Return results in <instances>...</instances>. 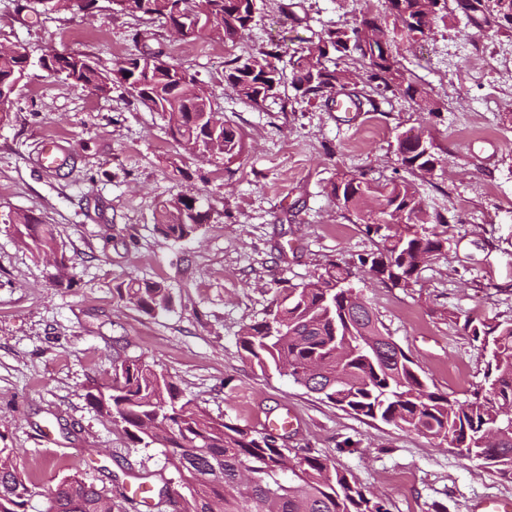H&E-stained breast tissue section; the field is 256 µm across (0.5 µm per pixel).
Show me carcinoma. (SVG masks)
Returning <instances> with one entry per match:
<instances>
[{"mask_svg": "<svg viewBox=\"0 0 512 512\" xmlns=\"http://www.w3.org/2000/svg\"><path fill=\"white\" fill-rule=\"evenodd\" d=\"M469 11L484 23L512 31V0H469ZM113 10L166 26L192 25L191 40L214 24L224 41L235 42L257 17V0H112ZM393 29L376 17L363 16L352 27L325 26L317 40L289 55L288 69L276 64L272 50L224 61V81L241 100L253 104L282 99L285 87L295 95L318 101L330 94L346 97L357 112L378 110L374 95L397 92L420 110L436 112L429 91L404 77L392 51L395 39L416 41L428 36L437 19H445L448 0H386ZM41 68L91 94L120 83L171 131L187 149L227 161L243 150L240 133L215 123L210 95L188 68L166 59L162 49L146 48L136 57L118 61L108 70L85 54L42 56ZM366 67L370 91L351 90L357 66ZM33 66L29 56L0 50V96L12 95ZM397 140V154L407 173L429 172L435 165L433 145L408 147ZM339 207L356 217L382 248L371 257L369 271L394 287L406 288L419 269V253L442 252L448 223L430 215L412 181H373L363 174L332 186ZM405 211V223L391 228L393 211ZM210 207L194 196L177 194L161 202L160 231L182 240L203 228ZM8 223L23 231L26 244L39 255L54 254L58 242L49 224L16 212ZM351 270L328 263L316 281L288 289L266 318L238 337L240 348L263 369L288 376L308 390L356 415L393 424L446 442L467 459L490 463L512 474V319H467L473 340L489 353L485 384L470 397L451 399L438 391L404 351L374 349L369 340L385 336L371 307L350 286ZM128 300L156 315L170 308L168 288L159 281L131 279ZM112 391L90 393V405L122 427L135 445H159L168 453L188 494L174 498V512H388L383 501L367 493L355 478L319 455H306L288 465L281 436L256 431L212 417L185 399L172 378L154 364L126 359L116 366ZM46 500L45 512H114L104 489L72 475L41 491L20 476L8 448H0V512H26L34 495Z\"/></svg>", "mask_w": 512, "mask_h": 512, "instance_id": "carcinoma-1", "label": "carcinoma"}]
</instances>
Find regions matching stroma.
<instances>
[{
  "mask_svg": "<svg viewBox=\"0 0 512 512\" xmlns=\"http://www.w3.org/2000/svg\"><path fill=\"white\" fill-rule=\"evenodd\" d=\"M280 3L259 0L252 28L232 45L209 34L183 41L161 22L113 12L109 0L78 16L20 13L16 0H0V44L34 58L80 52L108 69L139 53L130 33L146 28L150 47L195 72L246 143L229 164L185 149L117 85L93 95L34 67L16 86L0 124V448L37 487L76 474L119 496L121 512H172L157 491L183 487L166 449L132 445L87 400L121 361L140 357L213 417L256 430L265 415L293 410L298 423L283 440L290 460L329 459L388 512H471L480 498L512 497V475L262 372L237 343L286 288L338 261L385 334L441 392L462 399L483 384L488 354L463 324L512 319V31L451 16L428 37L399 43L406 77L439 104L434 117L398 94L374 112L302 100L288 112L274 103L258 110L226 85L229 55L274 47L286 57L324 25L385 12L384 0H298L291 19ZM63 31L86 37L65 41ZM419 131L439 163L414 183L429 213L450 224L442 254L410 287L392 288L361 264L379 239L330 192L345 175L404 176L397 140ZM49 135L62 139L50 171L38 162ZM180 192L208 200L212 212L195 237L173 242L154 216ZM16 212L52 225L71 287L58 286L53 267L8 224ZM132 278L164 282L170 310L154 317L130 304L123 290ZM134 480L150 486L147 499L128 495Z\"/></svg>",
  "mask_w": 512,
  "mask_h": 512,
  "instance_id": "stroma-1",
  "label": "stroma"
}]
</instances>
